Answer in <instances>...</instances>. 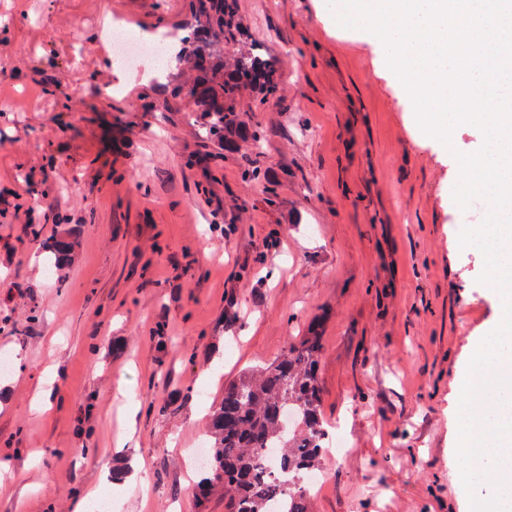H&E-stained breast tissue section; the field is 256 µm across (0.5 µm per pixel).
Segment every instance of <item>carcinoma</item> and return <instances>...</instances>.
I'll list each match as a JSON object with an SVG mask.
<instances>
[{"label":"carcinoma","instance_id":"1","mask_svg":"<svg viewBox=\"0 0 512 512\" xmlns=\"http://www.w3.org/2000/svg\"><path fill=\"white\" fill-rule=\"evenodd\" d=\"M191 8L197 20L186 41L192 48L179 75L189 119L205 124L209 137L222 139L226 153L259 151L266 131L239 104L247 99L257 110L279 97L280 67L242 26L237 0H191ZM244 178L264 181L263 201L276 205L280 178L259 165L245 170ZM40 249L58 280L79 259L70 230L42 239ZM322 348L319 328L312 325L278 358L244 369L224 388L204 430L209 454L193 486L199 512L217 490L224 492L225 512H270L275 495L288 499V512H312L307 478L324 455ZM267 449L276 451L283 478L271 477L262 466Z\"/></svg>","mask_w":512,"mask_h":512}]
</instances>
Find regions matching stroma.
<instances>
[{"instance_id":"35a3bbf8","label":"stroma","mask_w":512,"mask_h":512,"mask_svg":"<svg viewBox=\"0 0 512 512\" xmlns=\"http://www.w3.org/2000/svg\"><path fill=\"white\" fill-rule=\"evenodd\" d=\"M188 3L0 0L16 71L0 82V201L34 206L47 236L77 226L80 252L56 284L28 225L0 218V284L21 289L16 323L0 331V351L20 362L0 401V442H12L0 512H76L124 454L113 512H197L187 451L210 407L317 317L323 416L351 447L324 455L314 512H460L464 486L448 469L454 378L498 317L482 252L459 243L453 199L454 155L479 151L482 130L459 125L448 147L426 135L393 76L376 72L383 43L339 26L327 0H239L281 62L282 91L250 114L267 132L261 152L211 157L176 82L113 66L102 49L117 20L182 35ZM48 45L62 70L38 65ZM96 71L118 93L103 96ZM191 153L201 165L186 166ZM254 163L287 167L279 207L242 181ZM39 166L63 180L26 186ZM231 301L239 320L223 330ZM33 304L43 322L30 328ZM114 338L123 353L102 359Z\"/></svg>"}]
</instances>
